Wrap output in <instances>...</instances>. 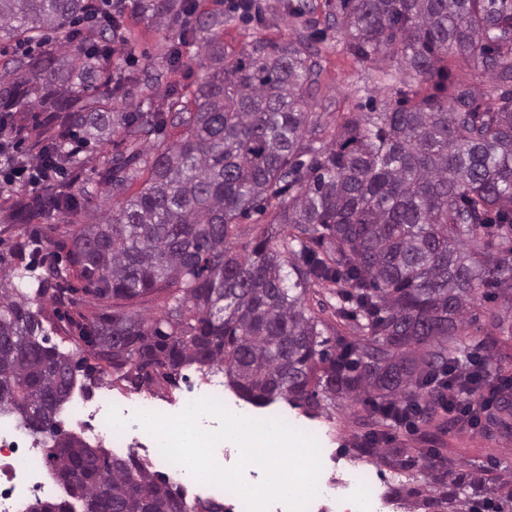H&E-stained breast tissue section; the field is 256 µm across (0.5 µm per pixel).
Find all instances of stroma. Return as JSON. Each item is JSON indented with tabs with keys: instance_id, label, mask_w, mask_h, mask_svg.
<instances>
[{
	"instance_id": "obj_1",
	"label": "stroma",
	"mask_w": 512,
	"mask_h": 512,
	"mask_svg": "<svg viewBox=\"0 0 512 512\" xmlns=\"http://www.w3.org/2000/svg\"><path fill=\"white\" fill-rule=\"evenodd\" d=\"M285 0H253V8L261 14L260 20H249L241 16L224 25V44L240 51L256 40L269 44H280L297 40L300 36L321 29L325 36L315 50L320 62V72L309 99L310 108L322 120L332 121L334 113L348 110L369 112L381 107L398 85L401 75L397 68L383 61L363 62L352 56L346 46V38L336 28H327L325 22V0H308L310 11L304 16L290 14L284 7ZM185 64L169 72L151 101L143 103L142 111L150 112L165 108L172 88H183L194 83L199 74L195 47L184 50ZM28 187L14 185L11 199H0V267L14 264L12 248L21 233L40 232L47 239L46 250L60 253L66 237L62 228L46 222L37 226H20L12 221V203L28 196ZM69 289L59 304L45 302L46 311L60 309L75 321L68 331L52 333L51 340L63 351L71 353L73 359L90 357L92 348L79 337V326H92L100 306L92 294L83 290L84 283L70 277ZM226 402L244 410L250 417L278 419L291 424L307 426L321 432L330 448L356 449L362 447L366 434L376 426V419L360 404L347 400L320 410L317 417L304 415L302 409L291 407L279 400L265 407L253 406L238 398L233 390H226ZM436 420L420 421L416 429L391 431L390 447L412 449V465L409 471L393 468L384 459L370 457L369 469L374 481L381 489L399 485L405 474L428 478L450 470L468 469L474 472L512 474V434L503 435L493 425L470 430L463 425L451 426L449 433L436 429Z\"/></svg>"
}]
</instances>
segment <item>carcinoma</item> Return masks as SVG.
<instances>
[{"mask_svg":"<svg viewBox=\"0 0 512 512\" xmlns=\"http://www.w3.org/2000/svg\"><path fill=\"white\" fill-rule=\"evenodd\" d=\"M0 0V40L36 44L3 64L0 136L20 113H41L30 146L52 179L36 216L73 225L66 262L49 266L35 294L57 299L73 268L109 302L81 338L114 371L172 377L185 366L224 371L256 407L278 399L317 412L361 403L383 418L417 414L423 397L454 400L477 301L512 330V0H326L328 27L362 61L407 71L377 112L349 111L336 126L314 119L308 98L318 62L312 33L235 53L221 40L224 11L196 0ZM130 17L165 32V53L144 76L124 65L135 43L112 37ZM199 47L196 87L169 93L163 110L121 112L151 98L162 76ZM454 58L495 85L480 104ZM127 151L85 168L72 145L117 132ZM141 189H131L142 175ZM103 187L112 206L88 208ZM269 213L242 240L238 221ZM294 233L278 237L274 225ZM37 233L19 263L0 270V414L50 433L47 456L65 495L37 512H178L183 495L132 456L57 432L75 386L71 357L28 288ZM293 256V284L284 266ZM336 283L344 336L306 304L310 287ZM160 300L159 318L139 305ZM496 424L512 433V377L485 380ZM398 507L423 512H512V476L458 470L392 489Z\"/></svg>","mask_w":512,"mask_h":512,"instance_id":"obj_1","label":"carcinoma"}]
</instances>
